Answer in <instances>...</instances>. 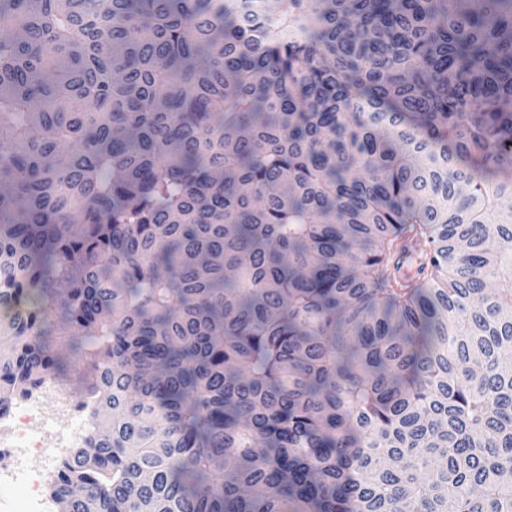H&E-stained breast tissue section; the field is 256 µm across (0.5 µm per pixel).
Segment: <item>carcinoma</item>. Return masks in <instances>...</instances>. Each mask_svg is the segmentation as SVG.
<instances>
[{"label": "carcinoma", "instance_id": "1", "mask_svg": "<svg viewBox=\"0 0 512 512\" xmlns=\"http://www.w3.org/2000/svg\"><path fill=\"white\" fill-rule=\"evenodd\" d=\"M502 243L512 0H0V413L84 336L64 512H512Z\"/></svg>", "mask_w": 512, "mask_h": 512}]
</instances>
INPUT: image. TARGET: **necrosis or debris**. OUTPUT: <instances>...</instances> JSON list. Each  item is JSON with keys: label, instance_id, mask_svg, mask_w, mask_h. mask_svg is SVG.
Here are the masks:
<instances>
[{"label": "necrosis or debris", "instance_id": "1", "mask_svg": "<svg viewBox=\"0 0 512 512\" xmlns=\"http://www.w3.org/2000/svg\"><path fill=\"white\" fill-rule=\"evenodd\" d=\"M64 412L78 420L69 440L82 444L92 429L90 409L72 403L55 380L39 384L21 407L0 417V512H55L48 490L58 467L53 424ZM34 456L41 460L36 469L29 465Z\"/></svg>", "mask_w": 512, "mask_h": 512}]
</instances>
